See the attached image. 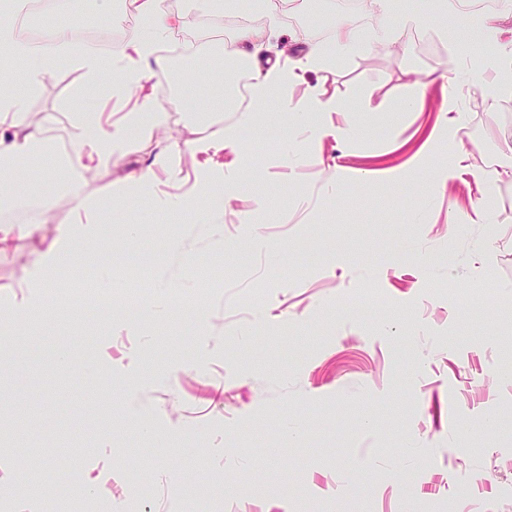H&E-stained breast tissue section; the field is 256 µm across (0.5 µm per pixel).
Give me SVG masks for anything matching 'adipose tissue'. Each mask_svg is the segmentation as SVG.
<instances>
[{"label":"adipose tissue","instance_id":"ef3b65f1","mask_svg":"<svg viewBox=\"0 0 512 512\" xmlns=\"http://www.w3.org/2000/svg\"><path fill=\"white\" fill-rule=\"evenodd\" d=\"M136 3L138 24L129 27L107 54L89 47L72 58L73 65L84 73L86 89L103 91L116 104L124 106L125 113L115 122L101 112L74 110L78 145L72 151L62 152L30 115L23 100L6 89L5 83L7 67L18 64L27 72L28 90L38 91L64 57L68 38L62 33L40 42L20 37L13 18L21 10V0H0V51L6 56L5 66H0V170L15 169L38 155L51 157L52 165L44 166L41 174L54 181L58 191L75 198L74 221L88 238L99 234L100 226L96 222V201L80 193L87 174L110 168L116 159L150 141L168 123L165 108L155 94L146 92L144 83L150 74L167 73L168 62L160 55L158 46L181 29L182 18L161 9L160 0ZM471 6L472 0H447L445 12L456 20L460 32L451 45L448 66L462 68L464 80L480 89L493 104L503 96H512V45L501 41L496 16L476 17ZM252 8L263 15L264 22L240 28L236 48L231 53L215 54L204 42L185 48L189 60L217 65L232 61L248 69L251 75L250 108L242 110L234 124L208 138L190 141L188 147L192 151L218 152L235 147L241 129L257 123V113L264 103L287 96L303 72L329 71L363 40L356 23L348 16H340L327 39L308 42L300 66L294 71L265 54L270 31L278 23L274 0H253ZM162 174L171 181H179L173 152L158 154L150 166L108 184L104 192L111 199L144 198L155 208L178 210L197 197L208 179L207 174H198L183 195L162 197L156 192Z\"/></svg>","mask_w":512,"mask_h":512}]
</instances>
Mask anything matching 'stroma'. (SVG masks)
<instances>
[{"instance_id":"obj_1","label":"stroma","mask_w":512,"mask_h":512,"mask_svg":"<svg viewBox=\"0 0 512 512\" xmlns=\"http://www.w3.org/2000/svg\"><path fill=\"white\" fill-rule=\"evenodd\" d=\"M56 2L57 29L83 45L104 22L138 19L128 2L109 16ZM341 2L300 0L302 24L282 16L271 37L281 62L297 63L306 40L328 36ZM415 2L420 21L395 32L407 56L369 40L331 71L306 75L351 104L320 120L355 127V139L313 142L290 129L286 110L300 107V92L269 101L263 122L220 157L225 172L247 155L261 171L225 202L218 224L198 223L193 207L170 214L143 199L112 202L99 213L100 239L75 242L77 261L57 272L40 257L75 232V203L29 169L10 175L6 191L31 200L24 222L34 228L0 246V489L14 491L10 512H39L62 468L77 470L79 491L117 502L129 482L148 484L154 494L138 512H512V175L485 191L478 183L485 161L512 156V97L489 105L454 77L400 111L415 72L447 68L456 29L430 26V0ZM82 87L63 59L27 102L60 148L75 141V96L92 112L105 101ZM146 87L167 127L89 173L85 196L178 142L183 175L202 170L204 156L185 144L211 130L190 122L188 93L166 94L155 75ZM451 93L463 119L448 128L438 104ZM271 135L299 142L295 167ZM459 149L471 153L468 168L431 192L437 165ZM45 197L49 209L36 208ZM452 202L469 215L489 209L491 223L453 231ZM131 221L140 226L132 240ZM108 250L157 260L123 278L111 317L95 323L75 314L70 293L95 278L93 253ZM162 277L186 291L161 317H123L132 286L149 290ZM24 301L41 312L20 326ZM135 405L145 429L129 420Z\"/></svg>"}]
</instances>
